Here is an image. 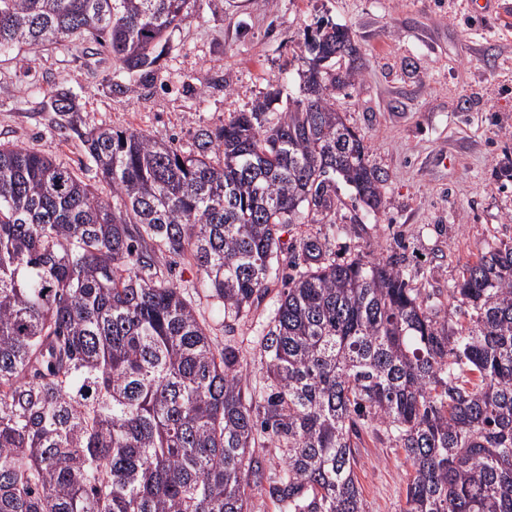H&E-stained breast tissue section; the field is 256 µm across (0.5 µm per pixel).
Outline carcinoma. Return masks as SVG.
I'll return each instance as SVG.
<instances>
[{"mask_svg": "<svg viewBox=\"0 0 512 512\" xmlns=\"http://www.w3.org/2000/svg\"><path fill=\"white\" fill-rule=\"evenodd\" d=\"M197 0H0V55L94 44L153 81L158 48ZM299 96L258 101L192 148L84 129L57 87L43 101L110 194L72 167L0 143V512H366L361 431L413 468L403 512H512V244L466 266L448 299L409 287L405 254L336 257L291 224H334L338 183L368 213L388 175L336 111L361 75L352 32L307 28ZM183 258L224 326L281 279L257 338L262 380L219 345L165 258ZM279 449L273 471L257 452Z\"/></svg>", "mask_w": 512, "mask_h": 512, "instance_id": "1", "label": "carcinoma"}]
</instances>
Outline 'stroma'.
I'll return each instance as SVG.
<instances>
[{"mask_svg":"<svg viewBox=\"0 0 512 512\" xmlns=\"http://www.w3.org/2000/svg\"><path fill=\"white\" fill-rule=\"evenodd\" d=\"M321 19L354 33L362 74L335 105L387 172V204L368 214L341 188L335 223L290 225L282 244L317 235L342 258L402 244L411 287L446 304L466 265L489 245L512 243V179L500 174L512 164V12L484 14L480 0H197L146 87L87 43L15 51L0 56V143L82 167L97 185L81 142L60 136L41 109L55 86L76 95L86 127L158 133L187 149L198 129L222 126L295 77L297 44ZM115 81L125 93L111 91ZM172 273L213 337L239 347L249 382L258 381L255 341L281 281L228 335L196 267L181 259ZM355 473L368 512H403L413 470L401 449L362 432Z\"/></svg>","mask_w":512,"mask_h":512,"instance_id":"1","label":"stroma"}]
</instances>
